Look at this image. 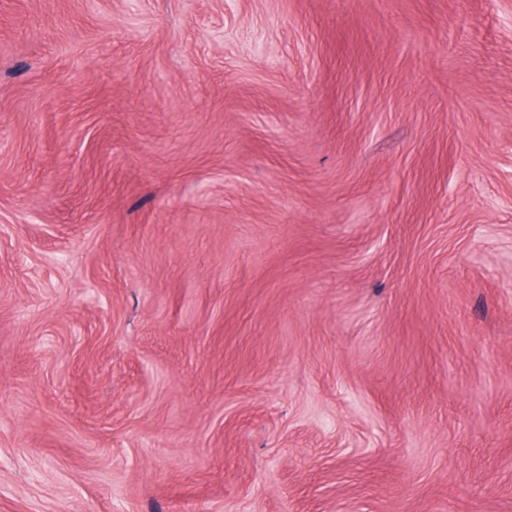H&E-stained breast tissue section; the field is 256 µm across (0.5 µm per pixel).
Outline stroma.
<instances>
[{"instance_id":"1","label":"stroma","mask_w":512,"mask_h":512,"mask_svg":"<svg viewBox=\"0 0 512 512\" xmlns=\"http://www.w3.org/2000/svg\"><path fill=\"white\" fill-rule=\"evenodd\" d=\"M0 512H512V0H0Z\"/></svg>"}]
</instances>
